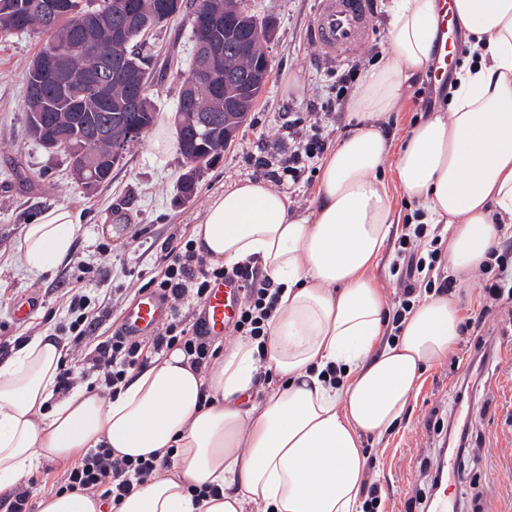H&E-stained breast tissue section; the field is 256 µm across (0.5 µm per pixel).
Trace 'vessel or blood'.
I'll use <instances>...</instances> for the list:
<instances>
[{"label":"vessel or blood","mask_w":512,"mask_h":512,"mask_svg":"<svg viewBox=\"0 0 512 512\" xmlns=\"http://www.w3.org/2000/svg\"><path fill=\"white\" fill-rule=\"evenodd\" d=\"M373 24L367 0H321L312 29L314 45L325 58L340 60L358 50ZM435 85L448 80V22L440 20L432 60ZM241 303L239 281L211 283L198 317L201 328L211 336L223 335ZM171 314V303L161 294L141 295L123 312L120 325L131 336H146L164 324Z\"/></svg>","instance_id":"obj_1"}]
</instances>
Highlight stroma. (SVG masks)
<instances>
[{"label":"stroma","instance_id":"1","mask_svg":"<svg viewBox=\"0 0 512 512\" xmlns=\"http://www.w3.org/2000/svg\"><path fill=\"white\" fill-rule=\"evenodd\" d=\"M248 4L276 25L267 47L272 77L236 140L203 170L196 194L188 201L177 192L185 169L177 149L157 156L147 136L129 146L113 168L110 183L93 192L78 185L65 156L41 147L21 119L24 76L41 38L21 34L0 41L1 341L12 344L53 334L64 293L83 282L106 310L95 335L80 344L83 352H90L98 338L111 335L114 322L157 271L163 242L174 235L191 239L215 194L239 179H264L287 153L289 133L300 138L320 133L331 148L345 136L346 105L353 91L340 87L337 74L352 67L361 76L379 60L387 46L393 0H370L373 26L366 43L336 62L323 59L312 42L318 0ZM193 49L190 25L179 20L158 29L143 49L153 59L151 98L157 124L173 123L180 71L188 66ZM431 82L430 72L418 74L385 119L392 144H400L424 118L417 100ZM59 207L79 216L74 256L48 272L29 271L19 250L22 230ZM77 256L94 268L93 281H85L82 268L74 266ZM23 295L38 304L27 321L19 322L13 304ZM475 342L474 336L460 337L454 350L458 368L445 360L423 373L409 408L390 433L363 437L367 475L381 488L379 512H423L432 467L448 445L436 426L448 419L467 423L471 435L470 453L459 461L469 481L461 488L449 486V497L460 501V512H512V335L498 337V358L484 366L480 382L471 385L460 402L454 385L470 374L463 354Z\"/></svg>","mask_w":512,"mask_h":512}]
</instances>
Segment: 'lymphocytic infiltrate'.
<instances>
[{"mask_svg": "<svg viewBox=\"0 0 512 512\" xmlns=\"http://www.w3.org/2000/svg\"><path fill=\"white\" fill-rule=\"evenodd\" d=\"M446 244L441 234L429 232L427 225H405L398 240L394 268L398 293L393 304V322H400L423 293H450L455 285L444 272L441 256ZM161 276L155 290L163 292L172 305L167 325L148 339L124 335L113 330L111 336L95 344L90 353L72 355L61 365L58 389L69 391L89 375H96L98 390L116 395L127 382L129 369L139 364L144 353H162L181 345L195 367L208 366L214 358L213 342L191 321L183 307L187 301H202L211 281L235 277L242 282L243 303L233 325L240 335L262 342L267 336L266 323L275 311L281 288L260 272L256 262L246 260L232 267L213 268L195 254L191 243L178 240L168 244L160 256ZM480 315L467 318L464 330L480 328L485 314L494 307L512 303V263L502 259L492 277L482 283ZM66 314L56 331L78 339L93 335L102 310L83 289H75L64 301ZM169 456L127 459L113 457L111 449L97 448L85 454L67 470L59 482L62 492L80 491L99 496L109 506H117L135 485L158 476L168 467Z\"/></svg>", "mask_w": 512, "mask_h": 512, "instance_id": "lymphocytic-infiltrate-1", "label": "lymphocytic infiltrate"}]
</instances>
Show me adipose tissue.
I'll return each instance as SVG.
<instances>
[{"label": "adipose tissue", "mask_w": 512, "mask_h": 512, "mask_svg": "<svg viewBox=\"0 0 512 512\" xmlns=\"http://www.w3.org/2000/svg\"><path fill=\"white\" fill-rule=\"evenodd\" d=\"M448 10L474 57L448 111L427 115L390 151L382 122L428 68L438 27L437 0H393L388 48L350 99L352 125L321 162L314 205L299 212L287 195L238 180L194 226V247L211 262L257 258L281 286L264 345L238 340L201 369L174 348L114 398L78 388L60 399L61 347L28 338L0 366V487L103 446L130 459L172 454L171 473L139 485L118 512H361L362 436L389 431L423 370L453 350L467 283L499 224L512 223V0H451ZM393 183L417 203L418 223L447 225L458 286L421 299L386 344L389 310L368 270L399 222ZM74 225L65 208L25 225L28 269L68 257ZM262 373L277 383L258 400ZM212 485L218 496L201 495Z\"/></svg>", "instance_id": "ef3b65f1"}]
</instances>
